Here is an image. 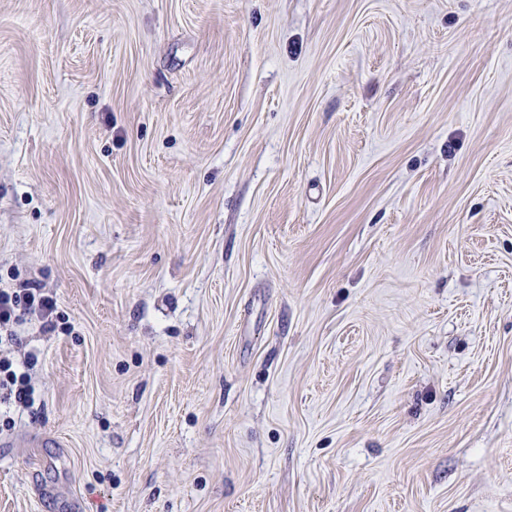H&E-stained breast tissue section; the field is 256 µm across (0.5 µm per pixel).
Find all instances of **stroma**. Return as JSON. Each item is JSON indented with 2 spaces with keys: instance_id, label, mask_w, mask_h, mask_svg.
I'll return each mask as SVG.
<instances>
[{
  "instance_id": "stroma-1",
  "label": "stroma",
  "mask_w": 512,
  "mask_h": 512,
  "mask_svg": "<svg viewBox=\"0 0 512 512\" xmlns=\"http://www.w3.org/2000/svg\"><path fill=\"white\" fill-rule=\"evenodd\" d=\"M0 512H512V0H0ZM30 288L12 290L0 289V333L5 331L6 340H16L12 336V327L17 324L24 312L37 313L50 328L57 318V306L53 297L31 291ZM9 333V334H8ZM34 358L27 356L23 362L24 371L18 372L14 368V361L7 354H0V390L7 391L8 399L14 398V402L27 407L32 402V386L30 370L34 366ZM9 396V397H8Z\"/></svg>"
}]
</instances>
